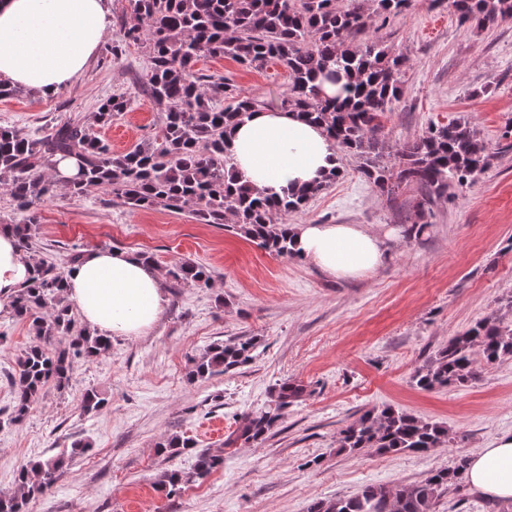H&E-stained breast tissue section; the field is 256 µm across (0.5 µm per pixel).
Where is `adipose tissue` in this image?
I'll return each mask as SVG.
<instances>
[{"label": "adipose tissue", "mask_w": 512, "mask_h": 512, "mask_svg": "<svg viewBox=\"0 0 512 512\" xmlns=\"http://www.w3.org/2000/svg\"><path fill=\"white\" fill-rule=\"evenodd\" d=\"M110 26L107 0H0V80L42 93L80 75ZM237 176L267 195L324 181L339 165L322 129L293 110L255 111L228 141ZM296 249L329 276L360 278L387 254L388 234L358 224H294ZM10 229H0V301L11 299L34 273ZM66 296L83 321L109 336H139L165 304L159 269L137 255L94 250L67 276ZM470 489L493 501H512V436L470 458Z\"/></svg>", "instance_id": "adipose-tissue-1"}]
</instances>
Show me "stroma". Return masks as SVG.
<instances>
[{"mask_svg":"<svg viewBox=\"0 0 512 512\" xmlns=\"http://www.w3.org/2000/svg\"><path fill=\"white\" fill-rule=\"evenodd\" d=\"M110 26L87 69L48 94L0 100V125L30 138L80 116L121 153L160 132L163 113L138 95L133 79L148 66L145 46L112 56ZM372 37L405 59L403 95L388 113L380 139L384 159L431 125L468 120L490 147L486 171L451 188L418 239L404 230L418 221V194L380 195L360 171L362 158L341 154L342 175L288 216L291 224H359L394 230L388 256L370 276L335 279L301 259L269 255L220 224H202L190 209H130L111 192L88 196L58 189L35 210L38 263L65 266L71 255L124 250L151 255L162 273L190 261L207 268L209 286L166 288L167 303L143 335L116 336L97 358L76 359L72 380L47 385L19 425L8 374L32 344L26 321L0 304V490L15 488L18 469L71 443H87L28 512H308L317 500L351 497L369 483L396 486L422 480L512 434V360L483 369L464 387L418 389L413 376L448 340L476 322L512 321V19L484 29L461 23L447 4L413 0L410 11L374 19ZM201 73L223 77L268 109L280 107L288 71L261 69L224 57H204ZM119 92L128 112L95 124L102 99ZM257 339L254 360L209 378H191L195 359L215 343ZM305 386L262 440L226 445L241 414L269 409L284 381ZM107 400L97 413L81 408L86 391ZM389 405L447 426L449 446L385 455L339 450L341 428L373 407ZM171 434L196 449L157 451ZM222 456L206 479L194 478L197 451ZM164 470L186 477L168 497L155 481Z\"/></svg>","mask_w":512,"mask_h":512,"instance_id":"1","label":"stroma"}]
</instances>
